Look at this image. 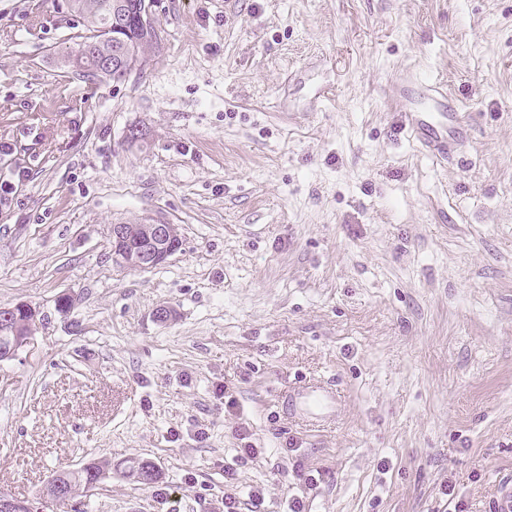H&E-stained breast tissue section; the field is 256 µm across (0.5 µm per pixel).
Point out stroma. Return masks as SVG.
<instances>
[{"mask_svg": "<svg viewBox=\"0 0 512 512\" xmlns=\"http://www.w3.org/2000/svg\"><path fill=\"white\" fill-rule=\"evenodd\" d=\"M150 22L143 66L89 85L59 62L66 0H0V305L40 315L0 364V491L148 459L152 487L116 470L76 500L224 512L258 487L267 512H501L512 0H151ZM407 72L461 113L459 157L405 129ZM149 218L180 249L117 271L110 225ZM308 380L335 383V422L282 410ZM244 442L262 454L226 486Z\"/></svg>", "mask_w": 512, "mask_h": 512, "instance_id": "1", "label": "stroma"}]
</instances>
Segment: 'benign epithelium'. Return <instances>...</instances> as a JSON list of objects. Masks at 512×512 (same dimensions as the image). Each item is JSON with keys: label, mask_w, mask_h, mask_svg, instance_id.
I'll use <instances>...</instances> for the list:
<instances>
[{"label": "benign epithelium", "mask_w": 512, "mask_h": 512, "mask_svg": "<svg viewBox=\"0 0 512 512\" xmlns=\"http://www.w3.org/2000/svg\"><path fill=\"white\" fill-rule=\"evenodd\" d=\"M137 66L131 53L120 56L104 54L97 58V78H112V73H129ZM174 225L146 220L141 224H113L110 227L112 264L121 272L141 271L163 265L176 253L172 246ZM37 311L26 303L0 309V363L19 356L29 345ZM57 475L47 480L43 496L19 498L0 492V512H43L44 497L62 496Z\"/></svg>", "instance_id": "obj_1"}]
</instances>
